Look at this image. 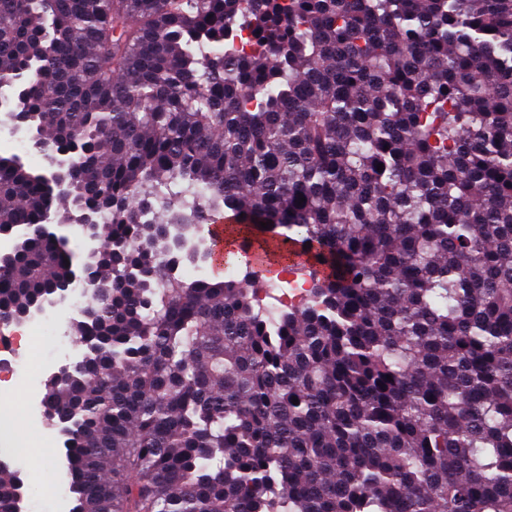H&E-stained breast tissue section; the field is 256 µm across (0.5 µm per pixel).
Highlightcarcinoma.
Instances as JSON below:
<instances>
[{"label":"carcinoma","mask_w":512,"mask_h":512,"mask_svg":"<svg viewBox=\"0 0 512 512\" xmlns=\"http://www.w3.org/2000/svg\"><path fill=\"white\" fill-rule=\"evenodd\" d=\"M13 80L83 150L64 197L0 157V315L74 274L48 213L99 225L42 400L72 512H512V0H0L8 117ZM229 212L304 304L173 272L165 227ZM266 277L269 282L279 286V283H286L289 288L287 295L278 297L277 306L295 304L305 298L309 292V285L306 280L299 278L298 274L288 268L269 269Z\"/></svg>","instance_id":"carcinoma-1"}]
</instances>
